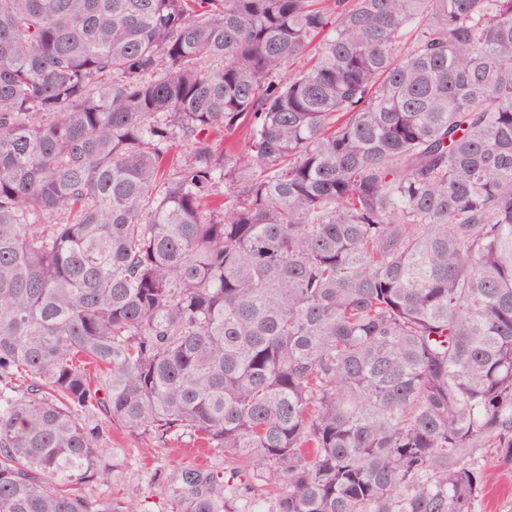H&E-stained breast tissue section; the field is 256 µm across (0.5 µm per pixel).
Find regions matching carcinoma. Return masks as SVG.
Listing matches in <instances>:
<instances>
[{"mask_svg": "<svg viewBox=\"0 0 512 512\" xmlns=\"http://www.w3.org/2000/svg\"><path fill=\"white\" fill-rule=\"evenodd\" d=\"M112 423L268 512H473L476 451L512 470V0H0V512H132L82 492Z\"/></svg>", "mask_w": 512, "mask_h": 512, "instance_id": "carcinoma-1", "label": "carcinoma"}]
</instances>
